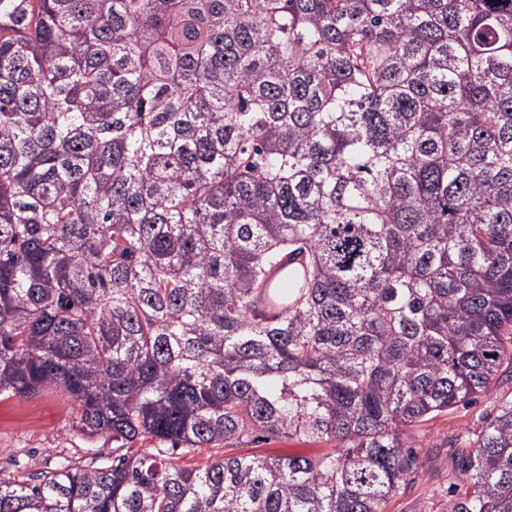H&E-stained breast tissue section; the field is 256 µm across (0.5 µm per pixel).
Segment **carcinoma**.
Returning a JSON list of instances; mask_svg holds the SVG:
<instances>
[{
    "label": "carcinoma",
    "instance_id": "cac0c4a2",
    "mask_svg": "<svg viewBox=\"0 0 512 512\" xmlns=\"http://www.w3.org/2000/svg\"><path fill=\"white\" fill-rule=\"evenodd\" d=\"M505 373L512 0H0V401L115 443L0 512H385ZM469 444L448 512H512V397ZM321 448H329V445L311 444L304 441L264 438L256 443H251L244 450L245 453H262L272 455L286 454H310L321 451Z\"/></svg>",
    "mask_w": 512,
    "mask_h": 512
}]
</instances>
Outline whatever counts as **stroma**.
<instances>
[{
  "label": "stroma",
  "mask_w": 512,
  "mask_h": 512,
  "mask_svg": "<svg viewBox=\"0 0 512 512\" xmlns=\"http://www.w3.org/2000/svg\"><path fill=\"white\" fill-rule=\"evenodd\" d=\"M508 394L512 395V378L505 376L498 380L490 395L450 409L416 427L424 466L406 490L388 501L385 512H445L448 488L456 480V453L466 446L468 433L475 430L479 419L490 413L494 397ZM76 416L75 403L54 388L26 399L0 403V466L23 478L63 462L87 465L97 453L103 463H111V440L83 435Z\"/></svg>",
  "instance_id": "obj_1"
}]
</instances>
